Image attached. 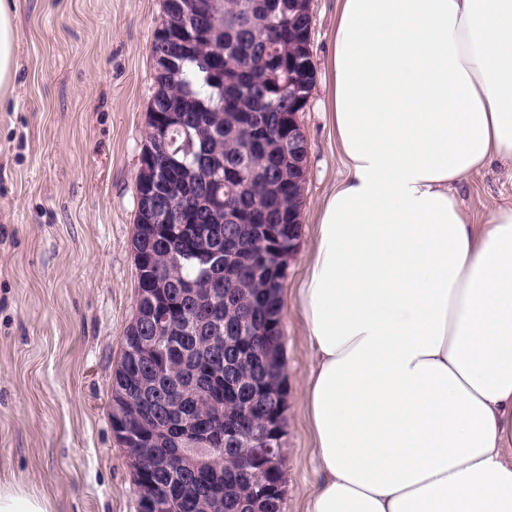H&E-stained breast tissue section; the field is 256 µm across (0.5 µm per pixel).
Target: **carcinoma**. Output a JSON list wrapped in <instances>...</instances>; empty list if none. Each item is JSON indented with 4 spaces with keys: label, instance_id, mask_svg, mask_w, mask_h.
Here are the masks:
<instances>
[{
    "label": "carcinoma",
    "instance_id": "carcinoma-1",
    "mask_svg": "<svg viewBox=\"0 0 512 512\" xmlns=\"http://www.w3.org/2000/svg\"><path fill=\"white\" fill-rule=\"evenodd\" d=\"M291 0H199L190 30L205 31L177 56V77L154 78L148 126L180 108L166 141L147 140L161 169L156 198L164 218L143 223L132 244L137 296L154 315L133 317L112 379L122 429L151 443L161 512H282L284 471L255 481L260 451L284 431L275 394L285 364L267 366L264 349L283 351L281 254L300 233L298 165L288 160V115L304 111L315 78L306 48L310 18ZM152 336L153 359L136 353ZM153 377L172 408L171 423L139 395Z\"/></svg>",
    "mask_w": 512,
    "mask_h": 512
}]
</instances>
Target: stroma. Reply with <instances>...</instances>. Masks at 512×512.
Returning <instances> with one entry per match:
<instances>
[{
	"label": "stroma",
	"instance_id": "obj_1",
	"mask_svg": "<svg viewBox=\"0 0 512 512\" xmlns=\"http://www.w3.org/2000/svg\"><path fill=\"white\" fill-rule=\"evenodd\" d=\"M163 0H17L16 94L0 100V483L45 495L50 512H137L108 402L135 313L131 240L147 138L152 43ZM314 86L300 237L281 298L286 361L283 512H305L318 478L303 411L308 344L288 303L313 219L343 168L325 59L336 0H312ZM474 222L512 204V163L462 182Z\"/></svg>",
	"mask_w": 512,
	"mask_h": 512
}]
</instances>
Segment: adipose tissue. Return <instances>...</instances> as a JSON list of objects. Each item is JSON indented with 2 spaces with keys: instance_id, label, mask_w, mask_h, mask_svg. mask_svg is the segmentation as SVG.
I'll list each match as a JSON object with an SVG mask.
<instances>
[{
  "instance_id": "1",
  "label": "adipose tissue",
  "mask_w": 512,
  "mask_h": 512,
  "mask_svg": "<svg viewBox=\"0 0 512 512\" xmlns=\"http://www.w3.org/2000/svg\"><path fill=\"white\" fill-rule=\"evenodd\" d=\"M16 0H0V97ZM326 67L344 178L294 306L317 450L307 512H512V205L454 193L512 161V0H339Z\"/></svg>"
}]
</instances>
